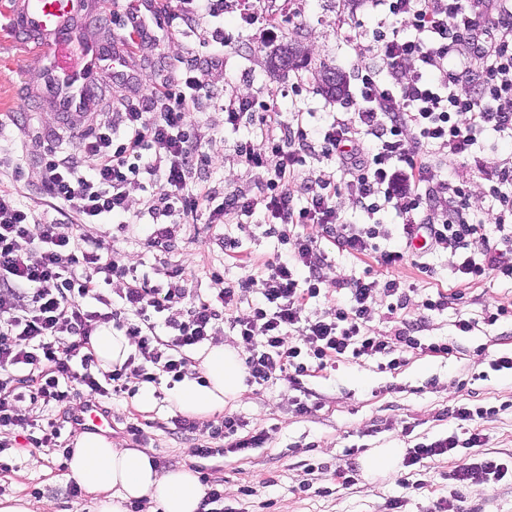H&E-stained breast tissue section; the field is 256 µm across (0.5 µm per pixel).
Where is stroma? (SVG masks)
I'll use <instances>...</instances> for the list:
<instances>
[{"label":"stroma","instance_id":"obj_1","mask_svg":"<svg viewBox=\"0 0 512 512\" xmlns=\"http://www.w3.org/2000/svg\"><path fill=\"white\" fill-rule=\"evenodd\" d=\"M11 2L0 0V114H15L17 123L8 126L6 133L31 161L46 147L40 131L53 125L54 115L28 96L42 82L45 60L34 44L9 29L5 13ZM380 20L368 0H297L287 24L277 29L275 37L267 38L260 30L242 27L237 13L227 8L219 16H205L191 32L144 46L135 66L142 84L149 85L174 72L181 61L197 59L216 94L192 115L193 121L217 131L207 147L214 161L207 177L219 187L249 189L255 176L237 160L233 148L240 141L258 139L259 132L248 123L236 129L225 127L221 100L233 94L252 96L276 105L286 116L299 107L310 125L348 112L349 100L333 99L318 90L317 72L327 63L352 74L357 64L353 36L371 34ZM218 27L224 31L226 46L222 49L211 39ZM287 41L305 49V67L280 75L270 73L267 55ZM128 193L130 210L123 222L87 224L83 231L114 249L138 274L151 277L158 269L180 266L188 287L212 298L216 292L209 279L211 271L228 281L242 274L235 260L224 254L225 238L236 239L243 253L257 262L284 250L257 224L215 228L202 215L182 225L169 251L152 250L147 239L153 226L144 211L148 193L138 184L129 185ZM426 261L432 267L431 275L407 264L400 268V276L426 293L452 289L460 291L463 299L458 309L423 315L411 305L408 317L422 319L425 337L456 339L459 352L444 358L411 349L392 372L381 371L374 359L336 362L332 368L304 377L305 387L319 402L317 411L304 415L295 412V393L287 383L248 387L240 399L227 402L224 411L250 427L268 431L269 438L263 447L245 455L197 457L194 450L209 443L210 429L201 424L191 433L174 430L171 420L177 411L169 400L172 381L167 377L156 386L149 409L139 408L134 396L103 401L112 417L110 438L122 447L145 451L161 472L218 468L224 479L223 505L231 512H389L394 500L401 501V512H435L438 501L453 495L461 512H512V480L481 489H459L447 479L454 462L446 458L427 462V483L420 489L409 486V471L400 465L386 476L360 475L353 485L338 484L334 478L336 469L350 462L348 448L367 452L406 449L450 434L464 440L475 431L483 434L485 450L503 459L512 457V372L490 366L501 353L512 352V284L491 279L461 282L454 275L455 258L446 252L427 256ZM499 306L508 308L507 317L493 325L481 323L485 308ZM461 313L479 321L464 336L454 326ZM461 404L494 406L498 412L473 423L448 416L449 408ZM135 420L144 426L145 440L138 444L125 431ZM74 437L71 426H64L60 450L51 451L35 445L25 433L9 436L8 448L0 450V460L11 466L10 471L0 472V497H27L37 488L44 512H89V493L75 498L68 493L71 480L62 450ZM309 463L316 464V471H306ZM243 485L253 486L254 495H239Z\"/></svg>","mask_w":512,"mask_h":512}]
</instances>
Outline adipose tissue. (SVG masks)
Wrapping results in <instances>:
<instances>
[{"instance_id": "obj_1", "label": "adipose tissue", "mask_w": 512, "mask_h": 512, "mask_svg": "<svg viewBox=\"0 0 512 512\" xmlns=\"http://www.w3.org/2000/svg\"><path fill=\"white\" fill-rule=\"evenodd\" d=\"M132 347L130 337L102 328L91 349L103 369L123 363ZM202 380L184 379L171 390V399L182 413L207 419L223 410L227 400L246 390L239 353L217 341L201 355ZM68 476L92 497L90 512H124V502L149 499L161 512H199L203 486L191 469L159 472L144 452L122 448L105 436L84 433L73 442Z\"/></svg>"}]
</instances>
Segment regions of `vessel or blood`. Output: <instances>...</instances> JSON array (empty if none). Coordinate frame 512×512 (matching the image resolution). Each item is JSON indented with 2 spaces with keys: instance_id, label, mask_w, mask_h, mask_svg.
I'll return each instance as SVG.
<instances>
[{
  "instance_id": "1",
  "label": "vessel or blood",
  "mask_w": 512,
  "mask_h": 512,
  "mask_svg": "<svg viewBox=\"0 0 512 512\" xmlns=\"http://www.w3.org/2000/svg\"><path fill=\"white\" fill-rule=\"evenodd\" d=\"M96 8L95 0H14L8 24L15 33L24 35L42 52L58 54L61 47L78 45L83 60L80 71L52 67L45 71L38 95L47 111L59 119H70L100 80L104 53L100 39L87 28V20ZM112 425L101 408L87 405L79 409L73 430L103 432Z\"/></svg>"
}]
</instances>
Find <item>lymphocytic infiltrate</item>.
I'll return each instance as SVG.
<instances>
[{
  "mask_svg": "<svg viewBox=\"0 0 512 512\" xmlns=\"http://www.w3.org/2000/svg\"><path fill=\"white\" fill-rule=\"evenodd\" d=\"M371 2L384 13L386 29L370 48L374 63L356 66L349 117L310 127L302 112L287 120L252 98L223 104L225 125L249 122L262 133L260 143L236 149L255 173L254 189L223 192L203 176L213 163L206 151L213 134L194 125L191 114L212 94L191 59L149 88L131 67L108 68L109 81L125 89L118 112L84 132L74 152L49 146L35 160L46 211L20 204L14 186L24 181L26 164L0 153V173L11 181L0 185V434L28 429V412L38 409L47 414L38 443L55 447L61 426L51 411L70 401L73 385L111 400L129 393L133 378L156 384L164 375L177 382L195 376L188 351L223 322L247 354L248 383L283 380L296 391L302 377L343 357H376L380 369L391 371L407 347L443 357L457 352L455 341L412 335L404 312L413 284L392 274L382 281L338 274L322 245L392 271L408 262L421 236L428 250L459 255L461 281H512V161L479 160L487 206L476 224L466 183L438 178L430 154L438 144L449 159L468 161L487 130L512 144V0ZM221 9L222 0H125L132 23L121 43L105 50L134 56L156 28L192 29ZM316 152L335 163L339 179H300L307 155ZM142 181L152 188L146 206L156 245H172L186 217L199 212L213 224H239L264 211L274 218L266 234L289 251L258 265L240 257L243 276L213 300L192 295L177 272L147 282L81 233L82 225L127 213L126 187ZM346 190L370 218L395 206L398 236L371 221L347 223L337 204ZM115 282L121 289L114 296L107 287ZM329 285L348 290L349 298L307 316L309 302ZM379 299L398 321L388 336L369 329ZM104 325L130 336L135 351L98 372L90 342ZM484 443L478 433L421 442L403 465L454 457L449 478L457 486L500 482L512 466L480 454Z\"/></svg>",
  "mask_w": 512,
  "mask_h": 512,
  "instance_id": "1",
  "label": "lymphocytic infiltrate"
}]
</instances>
